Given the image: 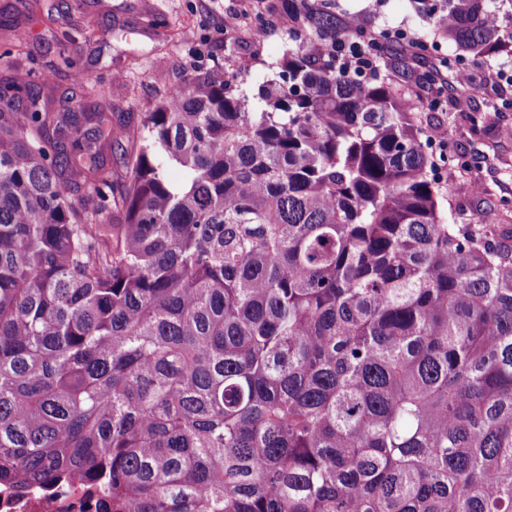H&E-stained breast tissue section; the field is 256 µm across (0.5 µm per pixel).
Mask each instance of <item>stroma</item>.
I'll return each mask as SVG.
<instances>
[{
	"instance_id": "obj_1",
	"label": "stroma",
	"mask_w": 512,
	"mask_h": 512,
	"mask_svg": "<svg viewBox=\"0 0 512 512\" xmlns=\"http://www.w3.org/2000/svg\"><path fill=\"white\" fill-rule=\"evenodd\" d=\"M343 17H362L366 28L403 29L411 44H396L383 56L378 74L421 94L424 128L445 129V145H433L442 161V180L452 181L444 209L452 224L512 225V57L466 58L472 85L459 86L433 104L425 100L429 81H448L443 62L454 59V44L414 12L409 0H315ZM280 0H36L25 24L26 44L10 62L33 74L51 72L67 91L75 72L86 76V93L112 101L113 119L124 124L150 109L176 84L211 72L247 67L246 88L257 93L273 79L282 55L312 39L278 6ZM162 25L149 26L152 17ZM434 49L417 55L415 42Z\"/></svg>"
}]
</instances>
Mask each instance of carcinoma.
<instances>
[{
  "label": "carcinoma",
  "instance_id": "cac0c4a2",
  "mask_svg": "<svg viewBox=\"0 0 512 512\" xmlns=\"http://www.w3.org/2000/svg\"><path fill=\"white\" fill-rule=\"evenodd\" d=\"M512 55V0H410ZM327 50L112 102L0 78V488L110 512H512V228L449 224L408 96ZM128 150L125 174L112 153Z\"/></svg>",
  "mask_w": 512,
  "mask_h": 512
}]
</instances>
